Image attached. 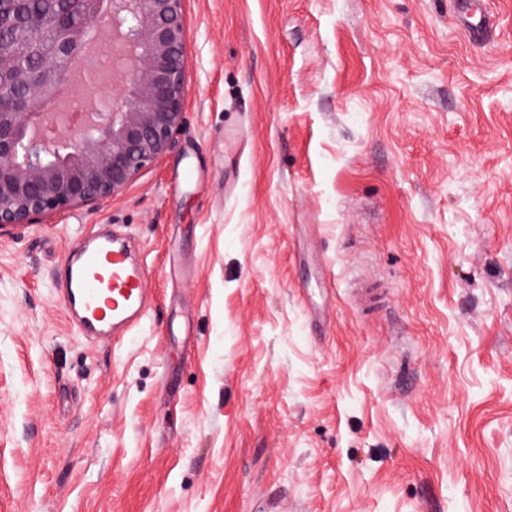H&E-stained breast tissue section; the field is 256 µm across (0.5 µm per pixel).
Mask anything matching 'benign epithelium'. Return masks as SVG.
Wrapping results in <instances>:
<instances>
[{"label": "benign epithelium", "mask_w": 512, "mask_h": 512, "mask_svg": "<svg viewBox=\"0 0 512 512\" xmlns=\"http://www.w3.org/2000/svg\"><path fill=\"white\" fill-rule=\"evenodd\" d=\"M74 28L62 11L0 4V88L21 86L0 106V231L122 193L171 151L184 119L183 0H86ZM112 28V75L120 95L84 117L57 112L65 74L103 18Z\"/></svg>", "instance_id": "benign-epithelium-1"}]
</instances>
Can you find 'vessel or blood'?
Listing matches in <instances>:
<instances>
[{"mask_svg": "<svg viewBox=\"0 0 512 512\" xmlns=\"http://www.w3.org/2000/svg\"><path fill=\"white\" fill-rule=\"evenodd\" d=\"M54 278L71 319L92 341L120 344L149 312L145 266L133 264L99 225L84 227Z\"/></svg>", "mask_w": 512, "mask_h": 512, "instance_id": "obj_1", "label": "vessel or blood"}]
</instances>
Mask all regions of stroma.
<instances>
[{
	"mask_svg": "<svg viewBox=\"0 0 512 512\" xmlns=\"http://www.w3.org/2000/svg\"><path fill=\"white\" fill-rule=\"evenodd\" d=\"M183 14L174 149L0 234V512H512V0L483 42L455 0ZM88 224L148 266L115 347L53 284Z\"/></svg>",
	"mask_w": 512,
	"mask_h": 512,
	"instance_id": "35a3bbf8",
	"label": "stroma"
}]
</instances>
